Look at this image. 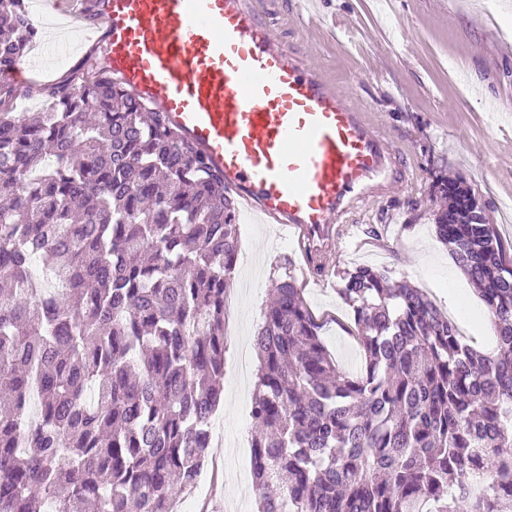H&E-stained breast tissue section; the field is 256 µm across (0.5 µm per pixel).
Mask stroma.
Segmentation results:
<instances>
[{
	"label": "stroma",
	"instance_id": "35a3bbf8",
	"mask_svg": "<svg viewBox=\"0 0 512 512\" xmlns=\"http://www.w3.org/2000/svg\"><path fill=\"white\" fill-rule=\"evenodd\" d=\"M274 41L293 46L316 65L336 91L369 99L374 119L409 152L408 169L387 199L358 205L352 236L336 245L333 269L314 277L297 238L276 224L239 214L240 254L224 311V400L211 426L218 444L210 457L218 472L203 468L208 498L188 496L192 512H256L259 492L251 470L250 415L256 384L254 337L277 281L294 275L318 317L319 335L349 372L363 366L362 351L347 331L346 307L337 295L338 270L367 263L423 288L443 313L458 315L469 345L496 347L485 304L434 232L439 183L464 179L484 204L488 223L512 248V0H247ZM96 45L94 38H60L53 51L35 45L27 55L21 112L45 105L41 87L66 79ZM377 225V237L366 233Z\"/></svg>",
	"mask_w": 512,
	"mask_h": 512
}]
</instances>
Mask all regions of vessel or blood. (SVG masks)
Here are the masks:
<instances>
[{
	"instance_id": "vessel-or-blood-1",
	"label": "vessel or blood",
	"mask_w": 512,
	"mask_h": 512,
	"mask_svg": "<svg viewBox=\"0 0 512 512\" xmlns=\"http://www.w3.org/2000/svg\"><path fill=\"white\" fill-rule=\"evenodd\" d=\"M104 69L180 130L246 212L331 262L360 197L387 195L403 148L273 43L245 0H97Z\"/></svg>"
}]
</instances>
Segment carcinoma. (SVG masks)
<instances>
[{"mask_svg": "<svg viewBox=\"0 0 512 512\" xmlns=\"http://www.w3.org/2000/svg\"><path fill=\"white\" fill-rule=\"evenodd\" d=\"M36 40L0 0V66ZM16 112L0 84V512H173L224 392L239 254L224 176L99 66ZM437 239L497 337L463 342L388 271H337L364 367L336 365L293 276L255 339L259 512H512V261L461 181Z\"/></svg>", "mask_w": 512, "mask_h": 512, "instance_id": "cac0c4a2", "label": "carcinoma"}]
</instances>
